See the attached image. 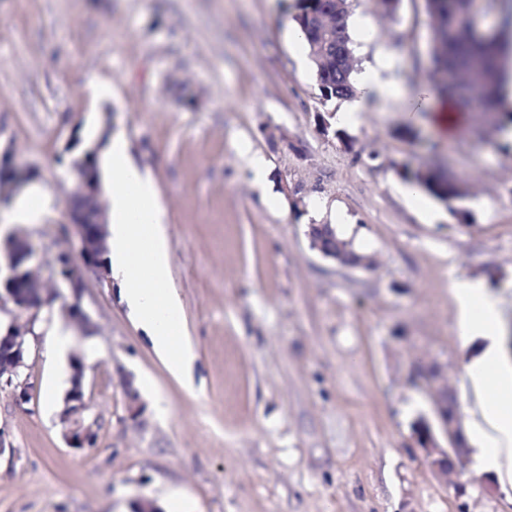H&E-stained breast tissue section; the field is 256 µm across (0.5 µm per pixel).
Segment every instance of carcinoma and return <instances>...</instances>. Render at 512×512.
<instances>
[{
    "label": "carcinoma",
    "mask_w": 512,
    "mask_h": 512,
    "mask_svg": "<svg viewBox=\"0 0 512 512\" xmlns=\"http://www.w3.org/2000/svg\"><path fill=\"white\" fill-rule=\"evenodd\" d=\"M332 7V0H298L297 13L293 16L294 23L305 36L314 77L321 96L326 100L348 97L356 91L353 79L356 61L349 31L348 0H343V7L336 18V34L314 33L315 17ZM425 8L429 16L441 20L440 26L432 30V63L438 69L460 73L459 83L441 88V93L452 97L463 90L466 92L460 101L463 107L481 112H500L508 62L507 41L500 34L480 35L476 32L469 17V0H425ZM486 12L497 14L511 23L512 0H487ZM499 123L502 128L512 124V113H502ZM402 178L448 205L461 198L456 182L439 170L426 173L419 169L410 175L402 174ZM315 232L326 245H343L339 251L340 261L353 264L363 259L350 243L338 235L333 225L324 224Z\"/></svg>",
    "instance_id": "1"
}]
</instances>
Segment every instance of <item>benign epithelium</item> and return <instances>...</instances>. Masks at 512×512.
Here are the masks:
<instances>
[{
    "instance_id": "1",
    "label": "benign epithelium",
    "mask_w": 512,
    "mask_h": 512,
    "mask_svg": "<svg viewBox=\"0 0 512 512\" xmlns=\"http://www.w3.org/2000/svg\"><path fill=\"white\" fill-rule=\"evenodd\" d=\"M73 166L82 170L76 195L84 201V205L67 207L62 223L65 224L66 234L74 235L79 240L78 259H73L69 251L60 252L52 267V276L56 283L67 286L73 298L65 315L77 324H86L89 317L81 301L84 276L91 273L105 277L109 274L106 211L92 206L101 194L96 168L84 159L73 162ZM31 177L32 171L22 166L13 155H0V200L7 201ZM4 250L8 273L0 277V310L9 304L11 308L8 312L15 318L34 316L51 300V295L45 289L26 276L35 249L27 238L16 236L8 240ZM28 333V329L14 321L0 330V390L9 391L18 405L28 402L32 389L28 378L21 373L25 367ZM71 368V387L65 396L59 419L69 447L85 448L95 440V422L88 418L91 404L83 385L82 360L74 359ZM417 376L433 391L434 419L422 418L414 433L415 444L422 450L432 471L446 481L455 471V460L464 454L467 447L458 401L451 399L447 378L438 363L419 365ZM436 423L446 439L444 444L435 432Z\"/></svg>"
}]
</instances>
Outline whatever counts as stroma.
<instances>
[{"label": "stroma", "mask_w": 512, "mask_h": 512, "mask_svg": "<svg viewBox=\"0 0 512 512\" xmlns=\"http://www.w3.org/2000/svg\"><path fill=\"white\" fill-rule=\"evenodd\" d=\"M295 0H0V150L53 198L39 224L13 226L50 259L75 187L73 159L123 134L165 208L171 286L194 351L181 384L129 318L112 279L86 275L87 329L62 292L27 338L31 399L0 390V512H512V487L473 467L437 479L411 424L431 411L415 378L438 362L461 409L462 371L484 348L463 339L448 291L478 280L512 321V153L497 132L437 139L396 100L322 135L340 99L322 98L293 41ZM359 68L391 58L405 91L434 85L423 0L394 17L354 0ZM112 86L98 100L87 88ZM411 125L413 140L399 138ZM267 163L256 187L239 144ZM377 158H370V151ZM446 166L463 197L404 199L400 172ZM347 217L336 224V213ZM336 224L369 260L345 268L311 249L309 225ZM71 333L64 359L46 343ZM98 426L71 448L59 412L71 363ZM144 411L131 420L126 393Z\"/></svg>", "instance_id": "1"}]
</instances>
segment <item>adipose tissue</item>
<instances>
[{
    "instance_id": "ef3b65f1",
    "label": "adipose tissue",
    "mask_w": 512,
    "mask_h": 512,
    "mask_svg": "<svg viewBox=\"0 0 512 512\" xmlns=\"http://www.w3.org/2000/svg\"><path fill=\"white\" fill-rule=\"evenodd\" d=\"M400 95L395 85L381 78L378 69H366L359 76L357 92L348 98L338 120L343 124L357 123L371 101ZM407 109L428 113L431 127L442 138L453 135L468 121L467 114L452 100L439 98L425 87L408 102ZM99 174L108 200L107 260L121 300L170 374L184 378L193 354L180 326L181 302L170 285L171 249L156 182L134 163L126 138L119 134L112 137L103 152ZM451 293L462 337L488 342L464 368V377L477 402L472 433L475 469L504 475L512 481V361L495 341L500 332L498 303L479 281H453Z\"/></svg>"
}]
</instances>
